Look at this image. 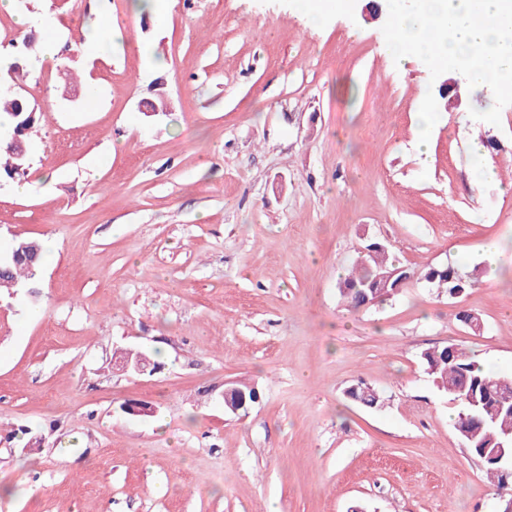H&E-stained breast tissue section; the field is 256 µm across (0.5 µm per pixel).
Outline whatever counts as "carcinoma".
I'll return each mask as SVG.
<instances>
[{"instance_id":"obj_1","label":"carcinoma","mask_w":512,"mask_h":512,"mask_svg":"<svg viewBox=\"0 0 512 512\" xmlns=\"http://www.w3.org/2000/svg\"><path fill=\"white\" fill-rule=\"evenodd\" d=\"M0 111L9 117V126L0 132L4 143L17 139L28 144L38 123L37 110L26 102L21 92L0 83ZM31 156H20L16 149L0 152V181L13 182L25 175ZM42 247L34 240H17L0 253V288L16 293L24 287L36 288V276L41 266ZM414 271L389 261V245L374 240L364 246L357 261V272L339 283L340 295L348 306L357 310L382 302L395 295L402 279H410ZM418 280L428 288L444 290L448 297H459L478 281V269L464 271L454 265H428ZM434 387L459 402L461 416L471 418L466 432L459 433L472 457L481 462L486 475L503 485L505 473L512 471V405L500 398V382L512 383V376H491L482 372L470 354L456 344L433 347L420 355ZM347 399L366 409L382 406L381 394L370 385L359 382L345 391ZM504 453L494 456L496 449Z\"/></svg>"}]
</instances>
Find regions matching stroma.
<instances>
[{
  "label": "stroma",
  "instance_id": "1",
  "mask_svg": "<svg viewBox=\"0 0 512 512\" xmlns=\"http://www.w3.org/2000/svg\"><path fill=\"white\" fill-rule=\"evenodd\" d=\"M108 3L123 36L95 58L73 46L91 0L0 9L1 60L19 14L58 46L20 83L35 189L0 185V247L52 248L36 297H0V512H499L420 355L454 343L512 373V104L476 120L493 93L464 88L423 146L430 72L395 64L372 14L314 28L294 0ZM370 239L481 275L354 310L338 283ZM119 349L159 371L114 369ZM360 381L382 408L346 399ZM231 383L258 393L245 415L224 411Z\"/></svg>",
  "mask_w": 512,
  "mask_h": 512
}]
</instances>
